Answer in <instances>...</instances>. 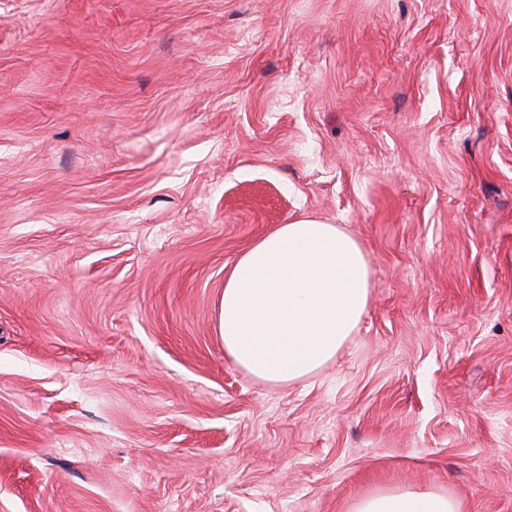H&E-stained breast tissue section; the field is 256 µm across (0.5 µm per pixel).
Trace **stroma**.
<instances>
[{
  "mask_svg": "<svg viewBox=\"0 0 512 512\" xmlns=\"http://www.w3.org/2000/svg\"><path fill=\"white\" fill-rule=\"evenodd\" d=\"M314 217L371 299L287 385L238 257ZM512 512V0H0V512ZM458 502L448 493L427 491H387L358 500L350 512H459Z\"/></svg>",
  "mask_w": 512,
  "mask_h": 512,
  "instance_id": "obj_1",
  "label": "stroma"
}]
</instances>
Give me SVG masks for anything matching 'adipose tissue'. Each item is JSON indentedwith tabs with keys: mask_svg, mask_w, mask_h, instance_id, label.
Here are the masks:
<instances>
[{
	"mask_svg": "<svg viewBox=\"0 0 512 512\" xmlns=\"http://www.w3.org/2000/svg\"><path fill=\"white\" fill-rule=\"evenodd\" d=\"M371 296L360 243L340 225L306 218L275 226L224 278L217 304L225 354L252 376L290 384L332 360L352 336ZM351 512H460L447 493L387 491Z\"/></svg>",
	"mask_w": 512,
	"mask_h": 512,
	"instance_id": "1",
	"label": "adipose tissue"
}]
</instances>
